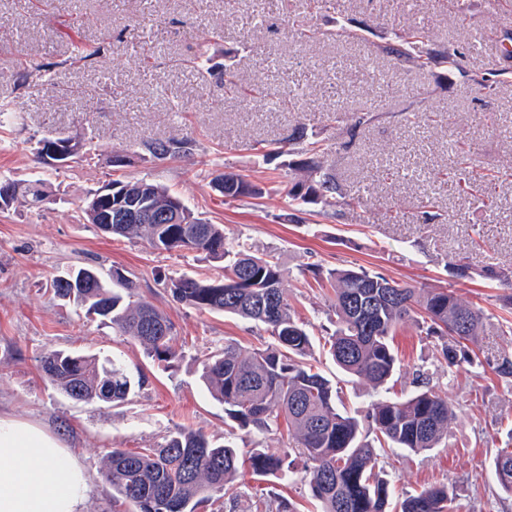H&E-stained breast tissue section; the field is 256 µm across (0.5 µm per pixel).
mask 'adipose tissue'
<instances>
[{
    "mask_svg": "<svg viewBox=\"0 0 512 512\" xmlns=\"http://www.w3.org/2000/svg\"><path fill=\"white\" fill-rule=\"evenodd\" d=\"M89 476L45 428L0 415V512H82Z\"/></svg>",
    "mask_w": 512,
    "mask_h": 512,
    "instance_id": "obj_1",
    "label": "adipose tissue"
}]
</instances>
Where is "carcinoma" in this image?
Wrapping results in <instances>:
<instances>
[{"mask_svg": "<svg viewBox=\"0 0 512 512\" xmlns=\"http://www.w3.org/2000/svg\"><path fill=\"white\" fill-rule=\"evenodd\" d=\"M424 32L394 33L382 51L424 68L429 62L422 48ZM208 50L200 48L195 64L232 90L233 71H212ZM192 150L189 140H151L140 149L122 156L129 165L134 158L165 160ZM329 145L313 141L302 148L306 158L288 163L284 192L289 204H317L328 197L345 198L329 163ZM218 195L235 201L255 198L263 188L246 177L232 173ZM112 184L127 188L126 198L134 203L149 200L158 210L168 206L174 194L147 181ZM13 200L24 199L40 210L55 202L47 183L35 180L12 183ZM98 193L88 195L80 206L86 220L102 232L124 238H144L160 252L195 250L224 262L218 278L182 276L168 283L172 297L198 310L238 316L260 323L272 341L263 348L246 351L234 343L212 353L203 361V378L216 400L224 404L226 417L241 429L263 430L283 418L297 444L274 453L255 448L250 467L258 476L295 474L302 462L311 496L320 512H389L395 490L376 467L386 449L403 448L421 453L438 447L448 435L455 417L453 403L429 383L406 399L379 400L363 414L338 406L336 389L308 357L312 339L286 302L283 273L273 258H259L245 248L229 243L224 227L212 224L188 210L193 224H158L132 221L101 224L96 212ZM320 288L332 291L336 330L325 341L328 353L346 373L379 387L396 371L398 357L391 346L403 320L413 316L425 334L440 341V355L448 372L462 365L480 366L478 337L488 316L480 307L467 305L447 288L424 293L392 281L365 268L311 269ZM393 287H388V284ZM54 294L85 308L86 315L112 324L137 342L145 354L170 365L178 358L172 346L176 334L169 317L153 305L125 301L121 291L132 290V281L118 268L108 276L94 268H75L51 281ZM45 378L68 397L82 401L119 403L133 392L135 383L122 364L107 358L50 350L41 357ZM492 371L512 384V354L500 356ZM239 454L231 442L219 444L204 433L182 429L155 448L108 452L105 479L112 486L114 501L128 504L133 512H198L204 504L214 505L211 493L233 496L239 471ZM492 467L497 484L512 495V448L498 450ZM453 490L433 486L405 496L400 512H448Z\"/></svg>", "mask_w": 512, "mask_h": 512, "instance_id": "cac0c4a2", "label": "carcinoma"}]
</instances>
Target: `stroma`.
Instances as JSON below:
<instances>
[{
  "label": "stroma",
  "instance_id": "1",
  "mask_svg": "<svg viewBox=\"0 0 512 512\" xmlns=\"http://www.w3.org/2000/svg\"><path fill=\"white\" fill-rule=\"evenodd\" d=\"M368 24L361 38L349 29ZM426 33L433 56L463 55L461 67L417 70L382 54L395 30ZM208 46L237 74L238 93L225 91L192 60ZM83 62L67 65L74 49ZM512 0H0V101L13 104L9 134H0V177L46 179L58 199L36 211L23 202L0 210V413L39 424L58 437L86 469L91 490L83 512H125L112 501L104 459L114 448H154L193 428L224 438V407L201 379L207 355L232 342L245 349L271 337L264 325L176 302L169 280L220 273L205 253H160L141 239L112 238L81 216L86 194L112 179H144L180 196L195 212L223 225L228 239L258 257L278 258L295 316L316 338L335 330L331 300L313 287L306 266H363L413 288H448L482 307L479 336L490 361L512 353V335L497 324L511 311L508 289L486 279L493 267L512 276V81L493 95L474 76L511 67ZM54 64V82L23 77L22 64ZM94 104L77 109L76 92ZM375 111L370 126L350 130L337 112ZM415 122H407L411 110ZM328 140L336 177L360 203L289 205L280 174L262 159L264 143L294 146L298 129ZM62 133L93 139L95 159L54 168L38 143ZM189 139L190 154L114 167V153L144 139ZM469 154L476 190L491 202L459 193L447 174ZM230 171L262 184V197L228 202L208 185ZM439 214L423 225L424 204ZM466 268L449 271V260ZM72 265L121 269L132 301L164 311L175 325L178 360L159 367L142 347L99 321L77 316L56 298L52 278ZM436 338L406 320L394 345L401 359L389 395L414 391L422 378L456 408L445 446L413 454L396 448L378 467L398 493L453 486V512H512L491 463L512 446V388L488 365L449 375ZM49 350L112 356L139 387L118 404L77 401L42 375ZM311 362L336 385L348 409L364 411L379 392L339 370L314 348ZM292 504L318 512L307 483H283L245 472L224 512H256Z\"/></svg>",
  "mask_w": 512,
  "mask_h": 512
}]
</instances>
